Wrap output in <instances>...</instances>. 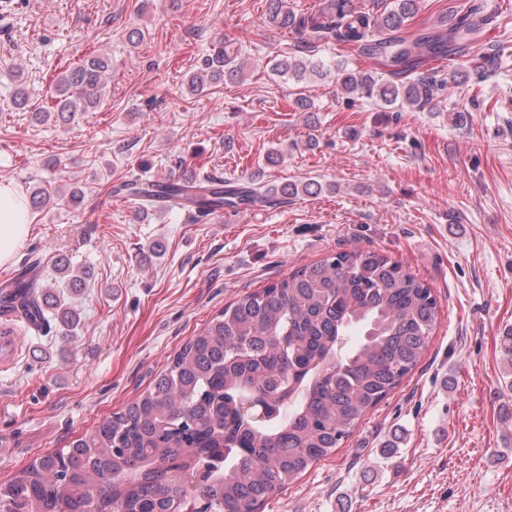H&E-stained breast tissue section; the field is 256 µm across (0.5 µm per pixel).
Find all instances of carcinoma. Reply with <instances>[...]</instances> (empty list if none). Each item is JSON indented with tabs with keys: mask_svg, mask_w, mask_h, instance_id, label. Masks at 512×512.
Segmentation results:
<instances>
[{
	"mask_svg": "<svg viewBox=\"0 0 512 512\" xmlns=\"http://www.w3.org/2000/svg\"><path fill=\"white\" fill-rule=\"evenodd\" d=\"M418 7L419 0H388L370 14L351 0H324L299 14L285 0H268L272 27L309 35L295 54L281 51L274 69L298 83L308 73L322 77L309 53L334 41L377 64L364 70L338 61L342 94L421 110L440 90L464 82L462 71L437 62L469 54L488 17L483 0H471L465 14L411 34L407 23ZM244 68L238 55L220 49L188 77L185 91L198 95L226 77L240 79ZM111 72L110 57H86L58 76L52 110L31 118L66 125L95 111ZM119 190L137 197L144 213L179 209L200 220L226 207H282L321 193L322 185L269 187L256 176L241 184L187 170L164 181L135 176ZM26 197L38 211L76 206L84 190L38 184ZM54 269L74 288L90 275L65 258ZM438 312L432 288L378 251L354 247L303 265L214 315L147 390L91 433L0 484V512H263L418 366ZM0 318L44 334L80 321L41 284L36 262L0 287Z\"/></svg>",
	"mask_w": 512,
	"mask_h": 512,
	"instance_id": "obj_1",
	"label": "carcinoma"
}]
</instances>
